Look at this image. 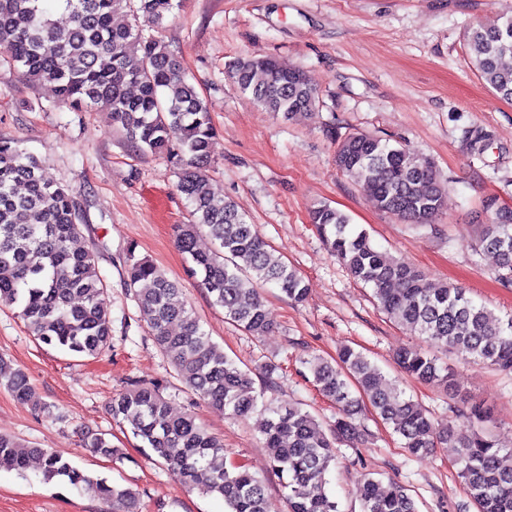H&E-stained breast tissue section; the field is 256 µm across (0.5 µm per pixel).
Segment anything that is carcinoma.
Segmentation results:
<instances>
[{"label":"carcinoma","instance_id":"1","mask_svg":"<svg viewBox=\"0 0 512 512\" xmlns=\"http://www.w3.org/2000/svg\"><path fill=\"white\" fill-rule=\"evenodd\" d=\"M175 7V0H0V53L28 81L54 85L62 100L107 107L135 150L178 158L177 189L191 206V220L175 226L177 246L225 318L260 339L273 325L259 288L271 285L299 303L306 298V284L232 202L210 191V112L180 60L162 41L142 39L137 26L112 22L115 12L127 10L134 20L159 26ZM56 11L66 16L65 23L54 17ZM500 19L471 27L466 47L483 81L511 100L512 11ZM229 75L258 106L283 121L320 102V90L303 70L271 57H240L230 64ZM336 166L367 186L379 210L407 224L426 226L448 207L450 189L434 162L400 142L350 132L337 143ZM484 210L487 222L475 250L494 255L511 275L512 208L489 197ZM78 219L69 188L46 181L40 161L19 142L0 140V305L17 307L41 343L97 358L111 348L112 320L96 256L76 246L82 234ZM310 220L329 252L356 281L372 288L390 319L431 348L512 374V315L501 318L455 284H431L419 270L377 249L366 230L353 227L346 213L327 203L313 206ZM203 232L214 250L197 247ZM126 285L154 345L170 358L188 390L235 419L261 416L264 447L285 476L288 512H338L327 490L335 441L361 437L356 409L365 399L411 456L454 443L459 477L478 512H512V469L501 466L503 447L497 440L478 428L459 434L453 422L434 419L405 391L387 385L381 368L362 352L344 346L332 362L314 353L305 360L316 387L337 409L327 433L298 405L259 402L250 372L211 341L178 283L153 262L135 258L132 250ZM175 323L178 333L171 331ZM396 363L409 377L457 389L453 372L430 351L403 348ZM1 382L35 414L53 415L52 405L35 400L25 372L2 355ZM108 410L182 485L222 497L227 512H269L263 481L245 465L224 461V444L194 415L172 414L159 383H131ZM83 444L95 456H120L102 434L85 435ZM32 456L40 459L46 481L65 480L110 503L112 512H136L132 489L95 480L57 454L0 435V468L22 471ZM360 500L361 512H418L404 486L393 483L381 492L370 477Z\"/></svg>","mask_w":512,"mask_h":512}]
</instances>
